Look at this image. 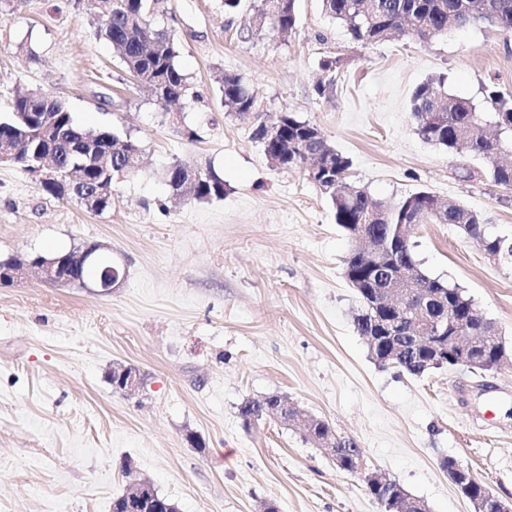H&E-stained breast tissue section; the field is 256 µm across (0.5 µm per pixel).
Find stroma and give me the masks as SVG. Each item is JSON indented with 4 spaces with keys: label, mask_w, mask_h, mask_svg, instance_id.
Returning a JSON list of instances; mask_svg holds the SVG:
<instances>
[{
    "label": "stroma",
    "mask_w": 512,
    "mask_h": 512,
    "mask_svg": "<svg viewBox=\"0 0 512 512\" xmlns=\"http://www.w3.org/2000/svg\"><path fill=\"white\" fill-rule=\"evenodd\" d=\"M170 8L164 23L199 97L167 112L132 87L86 11L0 0V111L36 87L143 149L102 215L0 163L1 257L100 243L125 270L107 294L36 275L0 286V512H111L140 480L179 512H383L366 472L429 512H474L440 468L447 457L512 500V361L418 378L379 366L354 328L349 241L330 202L303 170L272 167L217 82L239 74L263 111L317 125L375 199L427 189L510 237L512 192L462 181L460 167L481 160L424 142L409 104L439 75L478 106L487 88L512 93V40L476 22L425 44H355L321 0H296L285 38L249 34L245 12L226 15L221 0ZM336 55L345 62L319 96L320 63ZM175 162L212 166L223 198L172 197L162 173ZM414 241L422 268L462 288L512 346V268L450 224L418 225ZM120 363L142 377L127 394L108 380ZM272 394L353 438L362 474L273 419L244 427L240 404Z\"/></svg>",
    "instance_id": "1"
}]
</instances>
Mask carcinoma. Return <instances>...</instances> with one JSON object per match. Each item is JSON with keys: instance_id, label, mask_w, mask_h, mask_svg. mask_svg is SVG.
Masks as SVG:
<instances>
[{"instance_id": "carcinoma-1", "label": "carcinoma", "mask_w": 512, "mask_h": 512, "mask_svg": "<svg viewBox=\"0 0 512 512\" xmlns=\"http://www.w3.org/2000/svg\"><path fill=\"white\" fill-rule=\"evenodd\" d=\"M77 9H86L95 20L97 33L112 46L124 72L132 77L143 75L147 85L162 89L164 97L157 105L169 112L171 106L185 99L199 97L191 91L181 72L177 58L179 45L174 34L160 29L155 21L169 12V0H72ZM322 9L330 18L342 24L355 43L368 44L385 40L393 33L408 32L410 37L428 42L448 31L471 23L485 22L505 37H512V0H322ZM250 31L260 32L263 19L280 35L290 33L296 24V0H253ZM222 104L226 111L254 115V138L264 148L268 160H279L282 169H301L307 161L319 165L314 180L332 185L324 192L334 210L335 223L346 237H351L352 225H363L366 235L387 244L392 261L408 266H420L415 258L413 238L392 239L390 224H456L465 206L442 204L436 195L421 190L392 202L374 199L364 188L347 177L350 163L328 143L322 131L313 123L291 112L271 114L260 110L256 96L236 73L218 77ZM489 111L481 112L467 99L452 94L443 76L431 77L421 83L411 98L410 112L418 135L427 143L455 153L462 148L487 161L480 169H462L461 178L505 188L512 187V163L495 162L498 156L512 154V93L490 89L486 98ZM278 132L264 139L259 132L265 127ZM15 151V164L27 172L41 165L44 153H51L52 167L38 173L43 189L57 199L72 195L79 198L98 193L105 211L112 206L116 177L129 174V154L141 156L142 147L128 134L108 126L88 128L79 125L60 102L30 88L15 95L7 112L0 114V142ZM164 180L171 195H185L198 202L224 197V180L208 166L198 179H189L179 163L170 165ZM468 239L485 250L495 251L499 262L512 266V237L490 236L485 224L462 227ZM60 271L73 285L91 273L87 267L73 265L69 252H55ZM344 275L347 281L359 285L361 310L354 317L359 336L365 338L369 350L390 344V340L371 326L369 308L379 301L381 272L372 267L370 254L354 246L346 259ZM419 288L427 294H437L430 313H440L450 307L459 318L471 326L489 324L491 320L467 297L464 291L420 271ZM404 356L395 369L421 377L431 369L425 361L433 357L430 348L418 345L408 327L399 337ZM489 362L512 355L500 337L487 339ZM280 396L270 395L261 400H247L239 407L244 426L271 418L279 406ZM334 432L331 425L311 417L303 433L305 441L314 444ZM337 468L356 473L360 470V448L354 439L341 437L338 445Z\"/></svg>"}]
</instances>
